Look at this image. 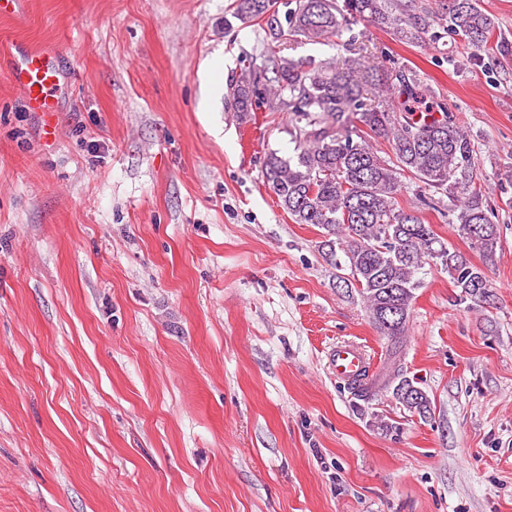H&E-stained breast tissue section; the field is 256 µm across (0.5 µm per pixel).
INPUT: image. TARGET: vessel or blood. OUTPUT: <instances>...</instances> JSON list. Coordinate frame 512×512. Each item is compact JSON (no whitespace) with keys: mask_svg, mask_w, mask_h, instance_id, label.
<instances>
[{"mask_svg":"<svg viewBox=\"0 0 512 512\" xmlns=\"http://www.w3.org/2000/svg\"><path fill=\"white\" fill-rule=\"evenodd\" d=\"M12 83L24 94L28 107L44 117L46 138H55L57 132L56 98L63 86L65 74L55 48L26 47L18 50L7 66ZM329 366L337 379L353 383L369 370L366 351L355 343L334 346L328 355Z\"/></svg>","mask_w":512,"mask_h":512,"instance_id":"vessel-or-blood-1","label":"vessel or blood"}]
</instances>
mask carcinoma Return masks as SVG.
<instances>
[{
  "mask_svg": "<svg viewBox=\"0 0 512 512\" xmlns=\"http://www.w3.org/2000/svg\"><path fill=\"white\" fill-rule=\"evenodd\" d=\"M273 0H238L236 17L267 19ZM288 40L321 42L367 22L394 39L408 41L437 27L482 47L493 28L492 16L476 0H446L435 11L409 14L395 0H295L286 18ZM358 37L342 42L349 56L309 69L290 57L274 60L276 85L257 93L253 72L234 89L235 107L252 112L291 113L295 147L283 157L266 155L263 176L280 206L296 224H315L337 236L325 241L336 267L349 271V284L367 304L369 318L388 340L391 370L352 385L368 403L382 390L407 410L427 417L428 395L404 374V333L415 291L423 287L425 266L448 273L457 302L481 305L493 296L485 270L439 237L432 226L398 201L403 178L413 177L447 201L448 223L456 226L487 261H493L498 227L473 181L470 135L442 111L416 74L377 62L365 66L354 52ZM392 143L394 158L379 154L369 137Z\"/></svg>",
  "mask_w": 512,
  "mask_h": 512,
  "instance_id": "1",
  "label": "carcinoma"
}]
</instances>
